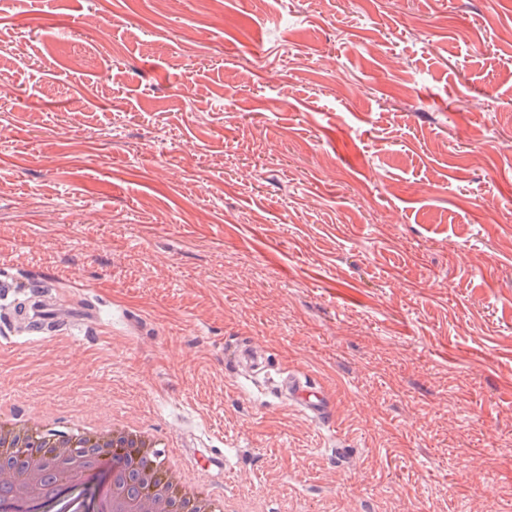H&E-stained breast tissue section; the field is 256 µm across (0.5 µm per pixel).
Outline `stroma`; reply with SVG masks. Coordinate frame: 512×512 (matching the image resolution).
<instances>
[{"label":"stroma","instance_id":"1","mask_svg":"<svg viewBox=\"0 0 512 512\" xmlns=\"http://www.w3.org/2000/svg\"><path fill=\"white\" fill-rule=\"evenodd\" d=\"M0 74V280L57 325L0 323V402L240 512H512V0H0ZM285 392L290 398L315 417L325 414V400L321 393L312 389L307 382L297 380H285L282 382Z\"/></svg>","mask_w":512,"mask_h":512}]
</instances>
